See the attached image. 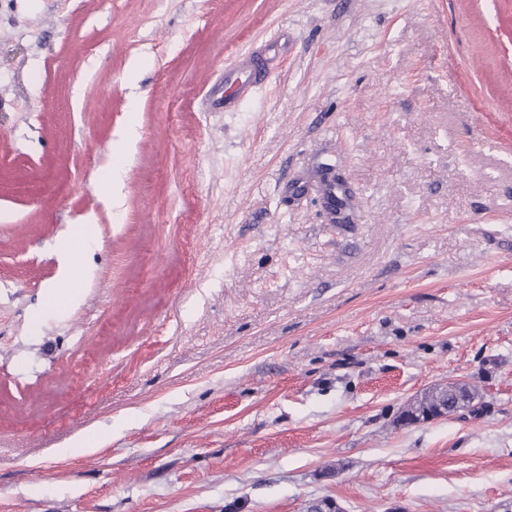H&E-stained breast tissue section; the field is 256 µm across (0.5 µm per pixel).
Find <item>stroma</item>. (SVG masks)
<instances>
[{
	"label": "stroma",
	"instance_id": "obj_1",
	"mask_svg": "<svg viewBox=\"0 0 512 512\" xmlns=\"http://www.w3.org/2000/svg\"><path fill=\"white\" fill-rule=\"evenodd\" d=\"M323 497L512 512V0H0V512ZM262 69V63H256L244 78L238 67L224 69V105L246 96L261 81ZM460 410L450 409L447 407L439 406L431 409L426 401L423 400V396L415 398L410 401L403 412V417H410L413 423H420L421 421H428L440 418H446L458 413ZM422 413V414H421Z\"/></svg>",
	"mask_w": 512,
	"mask_h": 512
}]
</instances>
